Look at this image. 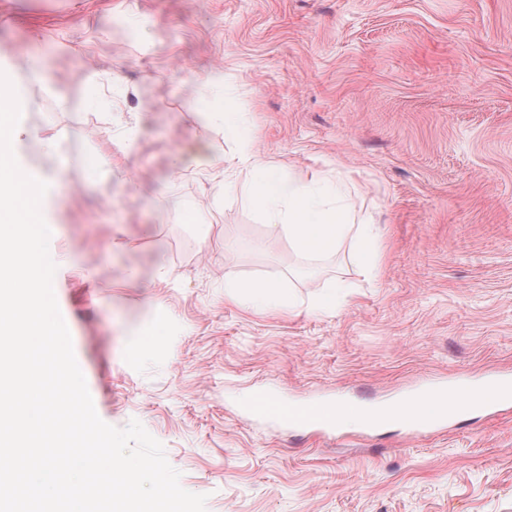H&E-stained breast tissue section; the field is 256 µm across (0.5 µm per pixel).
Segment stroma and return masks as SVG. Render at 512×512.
<instances>
[{"instance_id": "stroma-1", "label": "stroma", "mask_w": 512, "mask_h": 512, "mask_svg": "<svg viewBox=\"0 0 512 512\" xmlns=\"http://www.w3.org/2000/svg\"><path fill=\"white\" fill-rule=\"evenodd\" d=\"M7 75L35 66L20 154L41 139L94 160L62 174L49 218L73 344L100 417L140 421L206 512H512V413L411 428L297 431L244 395L378 403L426 379L512 376V0H0ZM113 102L86 109L91 76ZM247 113L286 173L344 178L379 229L368 276L351 243L297 252L264 223L204 107ZM135 124L129 153L110 137ZM180 176H173L177 159ZM268 277L292 307L224 297ZM335 288V308L312 309Z\"/></svg>"}]
</instances>
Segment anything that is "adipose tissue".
Here are the masks:
<instances>
[{
  "label": "adipose tissue",
  "mask_w": 512,
  "mask_h": 512,
  "mask_svg": "<svg viewBox=\"0 0 512 512\" xmlns=\"http://www.w3.org/2000/svg\"><path fill=\"white\" fill-rule=\"evenodd\" d=\"M207 117L224 133L225 141L237 149L236 167L243 173L250 205L270 224L283 225L293 248L303 254L317 256L333 253L347 234L355 236V254L369 274L378 271V235L373 225L352 226L350 216L341 205L338 191L321 188L316 176L284 175L253 151L245 129L244 113L227 112L214 107ZM225 296L234 303L256 311L289 308V297L272 280L231 281L225 285ZM485 396L473 391L466 397L453 393L424 394L417 401L397 405L388 411L386 405L357 406L339 403L314 407L318 421L339 428L373 429L389 427L392 421L406 422L418 411L426 409L436 417L455 420L484 409Z\"/></svg>",
  "instance_id": "adipose-tissue-1"
}]
</instances>
